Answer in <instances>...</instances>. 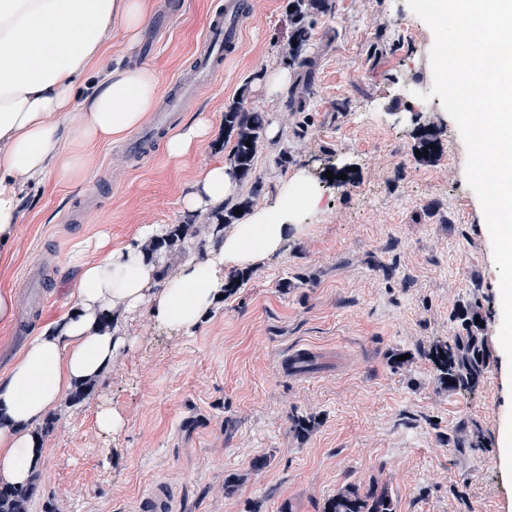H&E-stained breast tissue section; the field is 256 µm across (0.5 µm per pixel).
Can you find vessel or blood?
I'll use <instances>...</instances> for the list:
<instances>
[{
	"mask_svg": "<svg viewBox=\"0 0 512 512\" xmlns=\"http://www.w3.org/2000/svg\"><path fill=\"white\" fill-rule=\"evenodd\" d=\"M248 14L249 0H224L223 11L211 17L207 23L201 41L203 51L196 60L193 76L177 80L168 91L170 109L181 108L192 97L196 80L207 78L220 70L225 56L236 50L242 23ZM169 111L155 113L139 136L125 144V153L136 157L147 156L149 146L169 129ZM136 512H172L168 489L161 484L152 486L138 498Z\"/></svg>",
	"mask_w": 512,
	"mask_h": 512,
	"instance_id": "1",
	"label": "vessel or blood"
}]
</instances>
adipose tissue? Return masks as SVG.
<instances>
[{"mask_svg": "<svg viewBox=\"0 0 512 512\" xmlns=\"http://www.w3.org/2000/svg\"><path fill=\"white\" fill-rule=\"evenodd\" d=\"M148 17V0H0V260L12 259L21 219L17 175L39 179L52 171L77 181L86 149L121 138L156 108L155 72L108 55L113 33L135 45ZM96 69L101 78L81 93L80 79ZM210 137L208 120L196 119L168 139L166 156L180 161ZM241 192L217 161L189 186L182 208L205 212ZM289 211L256 208L210 232L204 252L165 279L161 260L143 249L145 240L163 236L160 225L140 226L132 241L94 259L77 244L71 310L44 324L0 375V485L31 484L45 454L38 426L72 392L109 372L129 342L124 323L131 313L145 308L159 325L191 331L231 273L280 254L293 230Z\"/></svg>", "mask_w": 512, "mask_h": 512, "instance_id": "adipose-tissue-1", "label": "adipose tissue"}]
</instances>
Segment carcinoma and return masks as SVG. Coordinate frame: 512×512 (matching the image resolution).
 I'll return each instance as SVG.
<instances>
[{
	"label": "carcinoma",
	"instance_id": "carcinoma-1",
	"mask_svg": "<svg viewBox=\"0 0 512 512\" xmlns=\"http://www.w3.org/2000/svg\"><path fill=\"white\" fill-rule=\"evenodd\" d=\"M294 30L291 38L296 43H288L283 50L285 63L307 66L309 61L301 58V51L309 40L307 19L328 7V0H292ZM267 117L262 112H254L236 103L224 111V131L234 135V145L229 151L226 163L241 179L252 177L254 159L264 139ZM251 200L246 199L233 207L222 206L216 212L205 216V228L214 224H231L238 217L236 211L246 210ZM196 235L192 224H172L167 235L157 242H150L144 250L155 254L161 250L171 251L185 244ZM482 316L480 306L473 301L460 311L463 332L452 339L433 344L426 352L435 371L437 381L451 391L475 390L484 374L488 355L481 324L475 317ZM32 494L30 488L0 487V512H28ZM322 512H397L396 504L388 492L373 484L366 490L355 485H346L334 496L327 499Z\"/></svg>",
	"mask_w": 512,
	"mask_h": 512
}]
</instances>
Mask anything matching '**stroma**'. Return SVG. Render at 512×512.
<instances>
[{"mask_svg":"<svg viewBox=\"0 0 512 512\" xmlns=\"http://www.w3.org/2000/svg\"><path fill=\"white\" fill-rule=\"evenodd\" d=\"M150 0L151 15L135 46L112 36V59L146 65L160 93L191 74L208 19L224 0ZM291 0H253L238 52L199 98L175 115L212 124L205 146L180 165L163 142L142 159L120 141L90 153L85 181L48 174L27 182L10 265L0 290L27 292V268L44 263L41 304L32 331L73 302V247L84 239L128 241L144 224H200L181 199L211 162L232 147L224 110L232 102L263 112L288 133V161L262 146L252 180L253 206L278 201L279 186L303 176L323 196L281 254L249 268L185 333L158 327L148 311L129 316L131 345L84 400L64 406L46 433L29 512H134L157 481L173 491L174 512H321L343 486L385 485L397 512H512V469L500 458L512 433V362L499 341V273L482 207L465 178L467 151L440 98L423 100L433 83L434 36L405 0H330L314 16L292 66L291 89L304 91L295 111L287 95L257 87L281 64L294 24ZM438 131L432 156L418 153L424 129ZM295 286L284 289L283 279ZM477 299L489 355L480 387L452 393L439 385L424 353L458 332V304ZM310 369L288 364L294 351ZM393 350L415 359L390 367ZM125 425L98 429L99 407ZM316 415L306 438L294 416ZM482 445L457 450L462 426ZM264 467H256L258 459ZM241 484L224 494V478Z\"/></svg>","mask_w":512,"mask_h":512,"instance_id":"1","label":"stroma"}]
</instances>
